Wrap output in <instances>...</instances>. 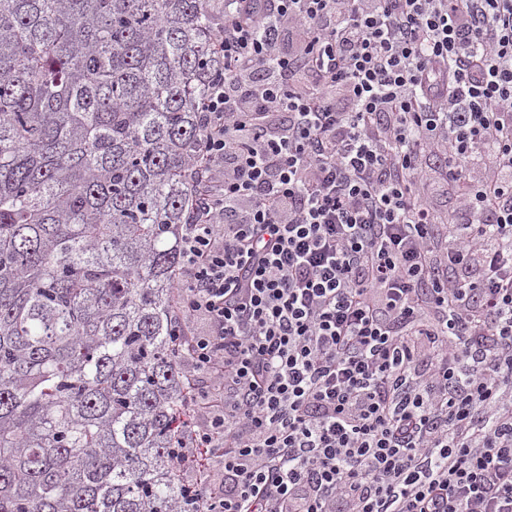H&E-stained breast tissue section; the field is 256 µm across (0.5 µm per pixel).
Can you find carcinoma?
<instances>
[{
    "instance_id": "obj_1",
    "label": "carcinoma",
    "mask_w": 512,
    "mask_h": 512,
    "mask_svg": "<svg viewBox=\"0 0 512 512\" xmlns=\"http://www.w3.org/2000/svg\"><path fill=\"white\" fill-rule=\"evenodd\" d=\"M206 0H0V512H177Z\"/></svg>"
}]
</instances>
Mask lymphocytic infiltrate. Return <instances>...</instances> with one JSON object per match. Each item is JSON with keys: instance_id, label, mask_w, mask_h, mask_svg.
Wrapping results in <instances>:
<instances>
[{"instance_id": "1", "label": "lymphocytic infiltrate", "mask_w": 512, "mask_h": 512, "mask_svg": "<svg viewBox=\"0 0 512 512\" xmlns=\"http://www.w3.org/2000/svg\"><path fill=\"white\" fill-rule=\"evenodd\" d=\"M214 39L181 512H512V0H224Z\"/></svg>"}]
</instances>
